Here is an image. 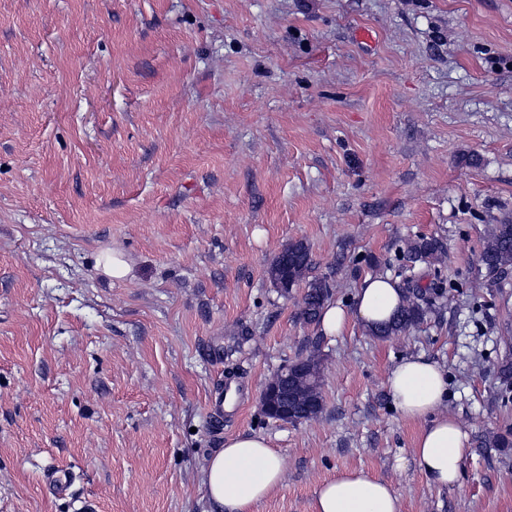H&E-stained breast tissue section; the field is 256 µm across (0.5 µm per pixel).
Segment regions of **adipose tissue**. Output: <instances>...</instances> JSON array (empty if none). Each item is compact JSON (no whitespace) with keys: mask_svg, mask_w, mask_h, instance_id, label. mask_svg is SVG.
<instances>
[{"mask_svg":"<svg viewBox=\"0 0 512 512\" xmlns=\"http://www.w3.org/2000/svg\"><path fill=\"white\" fill-rule=\"evenodd\" d=\"M402 303L403 291L395 282L368 277L350 308L326 304L321 327L326 334L337 335L353 318L372 330L390 321ZM387 386L402 417L425 423L414 448L421 472L436 487L453 485L461 473L468 435L456 418L440 411L448 393L444 370L424 355H411L390 370ZM283 480L282 458L263 436L253 434L225 439L223 448L208 459L202 483L218 512H252ZM313 512H402V503L387 481L365 470H352L319 486Z\"/></svg>","mask_w":512,"mask_h":512,"instance_id":"1","label":"adipose tissue"}]
</instances>
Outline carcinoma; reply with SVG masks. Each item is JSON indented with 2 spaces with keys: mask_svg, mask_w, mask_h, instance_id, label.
Masks as SVG:
<instances>
[{
  "mask_svg": "<svg viewBox=\"0 0 512 512\" xmlns=\"http://www.w3.org/2000/svg\"><path fill=\"white\" fill-rule=\"evenodd\" d=\"M445 250L439 239L419 237L407 243L402 251V260L413 268L426 265L434 269L433 282L428 291L420 288H407L405 302L392 322L381 327L376 335L395 336L413 325L420 323L426 308L437 299L444 297L448 289L457 287L448 281L439 269L444 262ZM479 269L489 276H498L512 268V220L505 218L499 224H493L488 230L478 258ZM313 268L312 254L303 241L288 244L270 266L269 275L275 287L284 291L293 287L306 277ZM332 296V287L326 276H315L307 282V289L302 297L299 319L308 325L320 321L321 312ZM301 366L304 373L295 386L297 399L291 406L290 417L301 422L316 418L323 410L322 392L323 358L319 344L302 357ZM480 444L486 448H509L512 439L509 434L487 432L480 437Z\"/></svg>",
  "mask_w": 512,
  "mask_h": 512,
  "instance_id": "obj_1",
  "label": "carcinoma"
}]
</instances>
